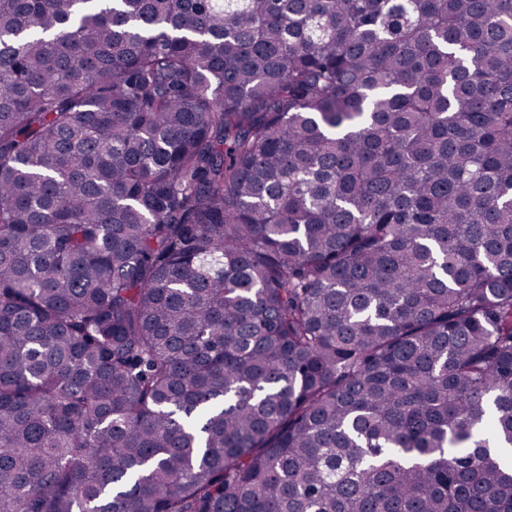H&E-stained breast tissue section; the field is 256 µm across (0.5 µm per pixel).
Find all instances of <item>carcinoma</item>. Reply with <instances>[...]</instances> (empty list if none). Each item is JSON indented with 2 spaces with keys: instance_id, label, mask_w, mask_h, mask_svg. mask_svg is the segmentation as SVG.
Listing matches in <instances>:
<instances>
[{
  "instance_id": "1",
  "label": "carcinoma",
  "mask_w": 512,
  "mask_h": 512,
  "mask_svg": "<svg viewBox=\"0 0 512 512\" xmlns=\"http://www.w3.org/2000/svg\"><path fill=\"white\" fill-rule=\"evenodd\" d=\"M512 0H0V512H512Z\"/></svg>"
}]
</instances>
